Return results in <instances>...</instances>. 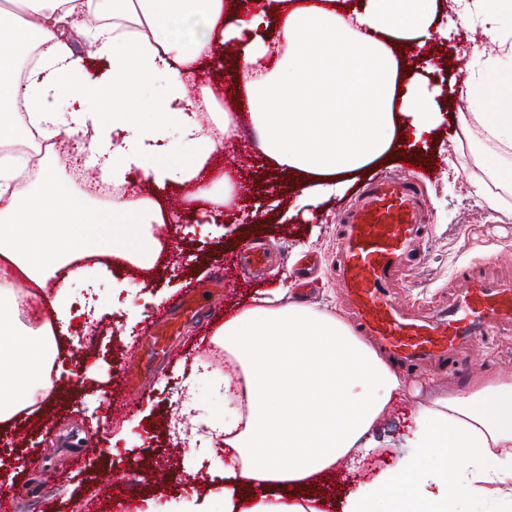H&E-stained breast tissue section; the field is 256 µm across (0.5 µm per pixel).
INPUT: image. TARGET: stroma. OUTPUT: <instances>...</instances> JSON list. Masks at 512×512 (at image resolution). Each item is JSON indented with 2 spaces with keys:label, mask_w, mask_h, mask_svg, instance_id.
I'll return each mask as SVG.
<instances>
[{
  "label": "stroma",
  "mask_w": 512,
  "mask_h": 512,
  "mask_svg": "<svg viewBox=\"0 0 512 512\" xmlns=\"http://www.w3.org/2000/svg\"><path fill=\"white\" fill-rule=\"evenodd\" d=\"M465 41L455 36L434 40L425 49L445 80L462 79ZM232 103V83L224 74L223 57L205 61L188 86ZM239 138L252 134L247 114L237 118ZM225 143L209 163L234 172L241 184L266 196L271 208L254 218V200L238 194L224 208L219 231H211L214 212L201 201L189 202L186 191L170 187L162 206L170 216L169 232L158 239L153 263L134 266L117 260L113 272L129 282L120 295L101 286L112 298L113 311L100 335H91L84 318H74L59 341V357L70 369L61 392L39 398L34 411H21L0 430V488L11 495V512H126L151 504L153 512H173L180 500L213 491L215 475L231 458L217 453L195 471L189 442L169 437V422L180 403L175 385L194 376L198 412L224 410V377L232 369L211 355L216 323L209 320L211 299L225 310L250 304L256 292L288 289L292 300L342 313L338 290L329 278L338 211L355 197L354 187L327 200H300L287 171L275 167L256 146ZM443 123L431 133L421 168L397 160L383 174L420 179L430 229L423 242L424 260L406 271L400 295L428 303L446 295L454 268L473 264L490 273L512 277V219L471 195L463 174L454 172L455 158ZM266 248L271 263L256 270L242 263V250ZM225 278L229 288L195 299V313L180 303L188 285ZM137 362L138 387L127 393L119 385L128 362ZM450 376L430 369L406 377L407 394L378 424L379 448L361 463L342 460L321 479L315 496L297 503L324 502L326 512H342L348 491L370 483L382 470L409 456L406 438L412 415ZM166 474L151 475L154 463ZM137 474L129 484L128 474Z\"/></svg>",
  "instance_id": "stroma-1"
}]
</instances>
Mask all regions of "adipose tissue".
<instances>
[{
	"label": "adipose tissue",
	"instance_id": "1",
	"mask_svg": "<svg viewBox=\"0 0 512 512\" xmlns=\"http://www.w3.org/2000/svg\"><path fill=\"white\" fill-rule=\"evenodd\" d=\"M37 21L0 20V116L26 112L48 147L82 135L85 165L97 181L125 182L134 170L156 189L186 186L187 201L217 206L235 196L230 173L199 176L212 153L235 135L236 117L221 113L219 137L203 132L189 96L199 62L223 46L233 63L237 104L247 109L261 152L297 177L302 197L341 192L394 149L417 152L440 123L450 87L432 82L418 57L434 37L450 38L480 16L498 53L473 45L463 81L470 109L457 113L449 138L456 150H479L467 180L475 196L512 218V0H112V21L90 34L91 57L62 42L76 15H94L100 0H22ZM41 46L25 86L15 81L20 53ZM160 95L137 101L155 82ZM91 108L61 111L72 94ZM0 136V259L29 281L56 279L47 303L68 323L74 287L96 289L107 267L78 265L86 254L140 265L153 253L147 227L165 221L159 202L113 199L89 206L48 166L29 191H18L14 159ZM135 223L116 247L114 223ZM285 289L254 297L227 318L214 341L237 367L224 379L231 412L181 414L195 434L191 459L202 463L224 445L234 454L218 492L180 503L179 512H261L256 492L296 485L332 469L355 451L375 447L373 429L404 396L399 376L340 317L285 301ZM25 298L0 283V422L36 404L63 378L55 324L31 330ZM414 453L349 494L343 512H458L470 498L495 512L512 498V373L481 371L449 386L412 417Z\"/></svg>",
	"mask_w": 512,
	"mask_h": 512
}]
</instances>
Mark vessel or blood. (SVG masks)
Returning a JSON list of instances; mask_svg holds the SVG:
<instances>
[{
	"mask_svg": "<svg viewBox=\"0 0 512 512\" xmlns=\"http://www.w3.org/2000/svg\"><path fill=\"white\" fill-rule=\"evenodd\" d=\"M425 200L411 178L366 182L338 216L330 275L357 335L403 376L434 365L457 376L478 342L512 328V280L471 266L456 273L445 303L422 309L399 298L395 284L423 260Z\"/></svg>",
	"mask_w": 512,
	"mask_h": 512,
	"instance_id": "obj_1",
	"label": "vessel or blood"
}]
</instances>
